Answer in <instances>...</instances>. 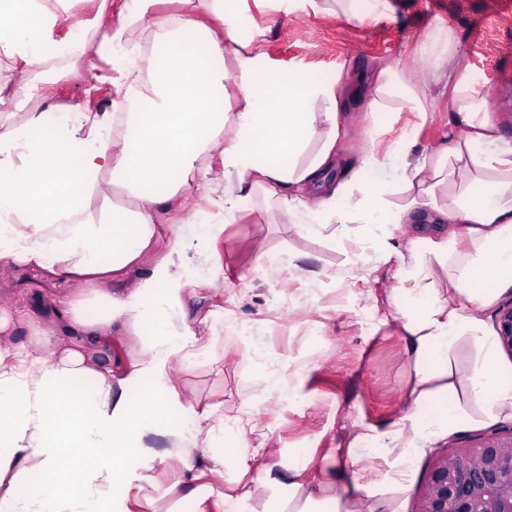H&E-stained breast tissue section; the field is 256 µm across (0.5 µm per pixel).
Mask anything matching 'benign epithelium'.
Listing matches in <instances>:
<instances>
[{"instance_id":"7a95c632","label":"benign epithelium","mask_w":512,"mask_h":512,"mask_svg":"<svg viewBox=\"0 0 512 512\" xmlns=\"http://www.w3.org/2000/svg\"><path fill=\"white\" fill-rule=\"evenodd\" d=\"M497 332L512 355V303L498 311ZM418 512H512V430L479 437L441 456Z\"/></svg>"}]
</instances>
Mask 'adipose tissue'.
Segmentation results:
<instances>
[{
    "label": "adipose tissue",
    "instance_id": "obj_1",
    "mask_svg": "<svg viewBox=\"0 0 512 512\" xmlns=\"http://www.w3.org/2000/svg\"><path fill=\"white\" fill-rule=\"evenodd\" d=\"M164 2L124 0L116 15L101 7L89 22L108 29L94 54L107 64L98 81L116 94L111 111L75 109L44 138L31 135L43 114L0 119V265L82 284L63 322L31 323L22 352L10 339L14 319L0 308V512H162L175 495L193 512H362L360 500L337 493L332 464L309 483V461L256 468L242 448L236 468H227L216 445L244 438L246 420L198 408L173 385L177 371L211 354L209 337L188 316L189 295L204 283L223 285L212 251L256 204L308 235L362 224L383 240V263L397 253L391 226L434 213L437 229H419L411 262L396 272L420 286L401 310L415 366L411 411L401 428L351 443L405 447L388 478L402 490L411 452L462 423L456 404L434 399L428 387L452 375L459 336L480 339L481 362L465 382L484 418H512V378L498 371L496 340L480 317L512 290V140L469 76H449L448 143L425 153L415 148V130L394 138L405 202L390 210L383 160L369 149L345 166L340 143L356 100L370 113L390 111L395 98L422 109L399 69L352 80L276 72L262 48L240 51L237 0H176L170 11ZM198 31L206 35L202 55L186 47ZM75 33L51 0H0V47L9 59L63 57ZM150 41L167 45L164 61L146 54ZM230 47L239 71L233 85L213 64ZM133 268L142 271L133 288H100ZM437 270L446 287L430 286ZM60 332L64 341L44 342ZM129 332L139 347L121 366L97 360L94 347ZM133 384L142 390L137 404L128 395ZM157 436L168 440L160 456L150 446ZM160 459L178 464L164 486L154 475ZM33 473L39 486L18 493Z\"/></svg>",
    "mask_w": 512,
    "mask_h": 512
}]
</instances>
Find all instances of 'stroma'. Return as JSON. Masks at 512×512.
Listing matches in <instances>:
<instances>
[{"label":"stroma","instance_id":"obj_1","mask_svg":"<svg viewBox=\"0 0 512 512\" xmlns=\"http://www.w3.org/2000/svg\"><path fill=\"white\" fill-rule=\"evenodd\" d=\"M379 20L362 23L315 11L311 0H241L243 24L262 29L259 45L279 70L301 69L334 77L337 71L357 72L392 66L405 71L425 97L426 115L401 108L370 115L353 113L343 153L353 158L366 148L389 155L394 134L417 129V150L432 152L448 140L451 96L445 79L435 77L418 52L436 29L451 32L457 46L456 66L487 94V105L506 137L512 138V0H388ZM95 58L86 52L46 63L5 62L0 90L26 80L43 81L45 95L29 100L25 111L53 119L67 106L94 111L111 109V86L99 84ZM381 132L369 137L372 126ZM385 178L397 183L394 163ZM366 237L357 224H340L335 235L298 234L293 225L271 223L260 208L242 223L228 227L217 244L227 279L221 292L196 289L190 315L199 320L212 305L251 322V336L215 339L213 358L193 372L179 373L174 384L199 407L216 406L225 416L245 415L251 429L246 441L257 461L287 468L297 456L311 458L306 474L325 462L344 467L342 489L382 481L388 472L383 456L349 463L348 448L360 433L394 428L409 411L408 390L414 381L409 339L396 304L406 294L396 276L397 261L356 263ZM302 255L303 272L291 275L259 268V254ZM73 281L23 265L0 267V304L36 312L42 323L59 321L73 292ZM378 312L376 324L361 325L360 311ZM478 358L474 337H461L450 353L456 373V396L468 418L449 435L437 437L418 455L406 489L368 499L369 507L387 503L393 512H417L428 473L438 454L466 446L471 439L512 426V419L484 420L463 379ZM290 361L289 385L299 386L304 403L283 405L270 396L259 361Z\"/></svg>","mask_w":512,"mask_h":512}]
</instances>
